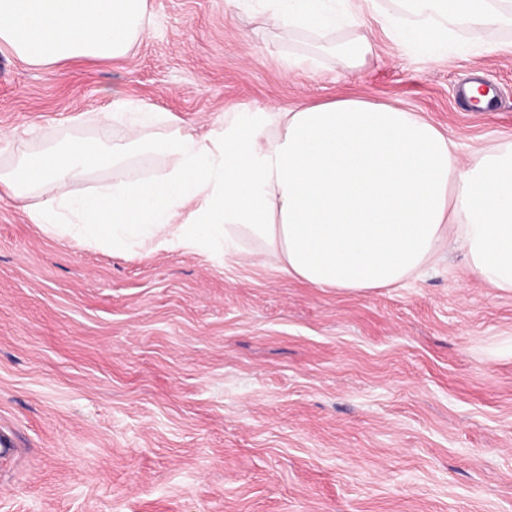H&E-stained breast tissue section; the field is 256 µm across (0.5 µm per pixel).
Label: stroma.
<instances>
[{"label": "stroma", "instance_id": "1", "mask_svg": "<svg viewBox=\"0 0 512 512\" xmlns=\"http://www.w3.org/2000/svg\"><path fill=\"white\" fill-rule=\"evenodd\" d=\"M116 60L33 67L0 50V164L21 143L126 139L117 97L209 138L338 98L418 112L461 164L512 138V28L425 61L363 4L376 55L340 74L285 57L258 0H148ZM479 76L497 93L459 98ZM84 112L111 114L80 127ZM0 512H512V292L448 246L398 288L345 293L214 240L114 250L31 223L0 198Z\"/></svg>", "mask_w": 512, "mask_h": 512}]
</instances>
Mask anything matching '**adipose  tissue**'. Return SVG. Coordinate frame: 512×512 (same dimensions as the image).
Returning <instances> with one entry per match:
<instances>
[{
	"label": "adipose tissue",
	"mask_w": 512,
	"mask_h": 512,
	"mask_svg": "<svg viewBox=\"0 0 512 512\" xmlns=\"http://www.w3.org/2000/svg\"><path fill=\"white\" fill-rule=\"evenodd\" d=\"M388 36L431 59L447 54L464 27L470 46L512 27V0H394ZM269 0L264 24L282 37L316 38L311 55L352 72L374 56L355 0ZM356 26L336 35L338 20ZM151 26L147 0H0V48L35 67L70 59L126 57ZM126 144L103 148L74 136L65 145L20 151L0 166V193L33 198L32 223L123 247L198 248L224 239L239 251L273 257L285 276L319 288L365 292L403 285L448 242L492 287L512 292V140L478 151L460 166L445 133L417 113L364 98L267 112L258 122L225 113L224 127L200 141L139 101H122ZM164 156L154 178H126L105 191L69 187L112 170L135 151Z\"/></svg>",
	"instance_id": "adipose-tissue-1"
}]
</instances>
